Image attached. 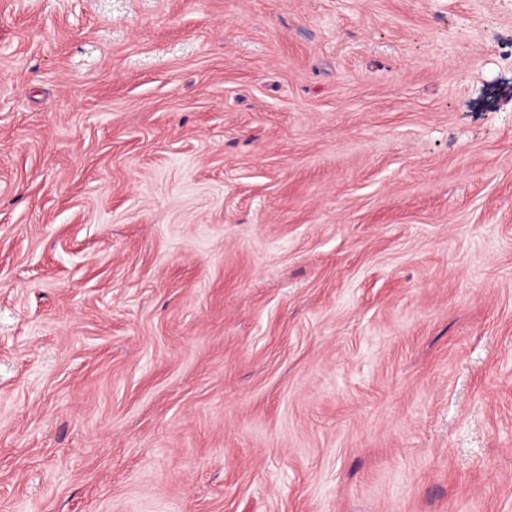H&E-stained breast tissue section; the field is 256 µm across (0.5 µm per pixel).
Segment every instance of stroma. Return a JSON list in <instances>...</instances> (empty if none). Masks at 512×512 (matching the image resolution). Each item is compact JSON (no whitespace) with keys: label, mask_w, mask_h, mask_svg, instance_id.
I'll return each instance as SVG.
<instances>
[{"label":"stroma","mask_w":512,"mask_h":512,"mask_svg":"<svg viewBox=\"0 0 512 512\" xmlns=\"http://www.w3.org/2000/svg\"><path fill=\"white\" fill-rule=\"evenodd\" d=\"M0 512H512V0H0Z\"/></svg>","instance_id":"obj_1"}]
</instances>
